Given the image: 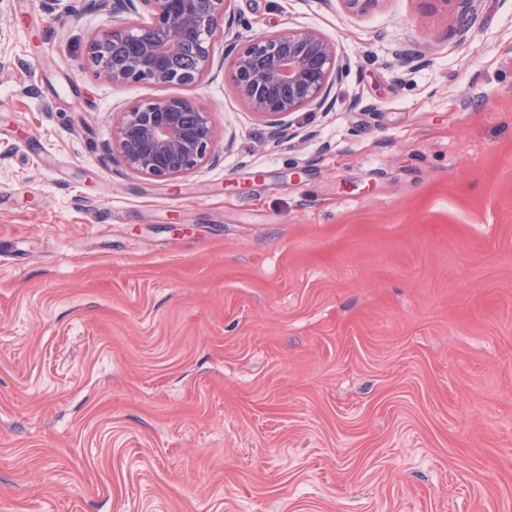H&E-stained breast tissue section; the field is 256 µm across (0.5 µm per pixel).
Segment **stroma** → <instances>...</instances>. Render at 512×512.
<instances>
[{
    "label": "stroma",
    "mask_w": 512,
    "mask_h": 512,
    "mask_svg": "<svg viewBox=\"0 0 512 512\" xmlns=\"http://www.w3.org/2000/svg\"><path fill=\"white\" fill-rule=\"evenodd\" d=\"M233 7L348 66L281 140L233 42L115 87L110 0H0V512H512V0ZM184 95L232 145L127 169ZM120 113L115 143L121 161L150 178L172 179L194 170L216 141L210 112L192 98L137 102Z\"/></svg>",
    "instance_id": "stroma-1"
}]
</instances>
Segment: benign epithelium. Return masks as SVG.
Masks as SVG:
<instances>
[{
  "mask_svg": "<svg viewBox=\"0 0 512 512\" xmlns=\"http://www.w3.org/2000/svg\"><path fill=\"white\" fill-rule=\"evenodd\" d=\"M232 2L113 0L112 26L90 39L86 57L114 86L195 85L212 70L218 35L240 22ZM342 74L335 43L310 28L250 36L228 70L240 98L276 129L292 114L322 106ZM215 141L207 108L182 96L125 107L115 134L124 165L161 180L194 170Z\"/></svg>",
  "mask_w": 512,
  "mask_h": 512,
  "instance_id": "1",
  "label": "benign epithelium"
}]
</instances>
